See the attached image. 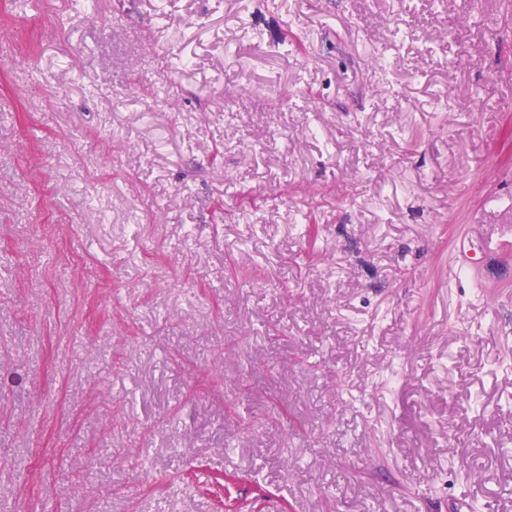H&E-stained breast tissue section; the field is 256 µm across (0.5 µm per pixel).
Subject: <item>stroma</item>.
Here are the masks:
<instances>
[{
	"mask_svg": "<svg viewBox=\"0 0 512 512\" xmlns=\"http://www.w3.org/2000/svg\"><path fill=\"white\" fill-rule=\"evenodd\" d=\"M461 497L512 512V0H0V512Z\"/></svg>",
	"mask_w": 512,
	"mask_h": 512,
	"instance_id": "stroma-1",
	"label": "stroma"
}]
</instances>
